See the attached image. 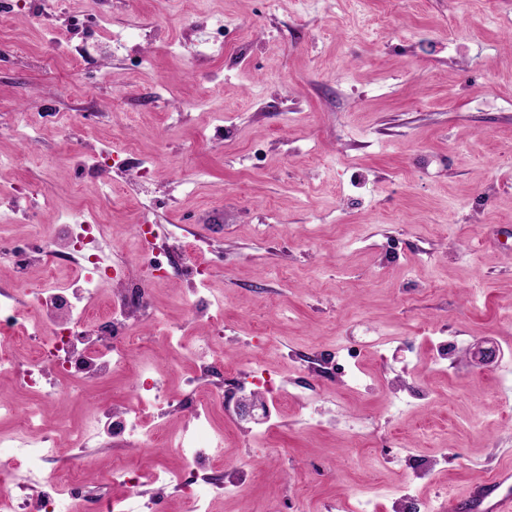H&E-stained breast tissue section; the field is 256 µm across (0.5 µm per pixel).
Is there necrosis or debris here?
<instances>
[{
    "label": "necrosis or debris",
    "mask_w": 512,
    "mask_h": 512,
    "mask_svg": "<svg viewBox=\"0 0 512 512\" xmlns=\"http://www.w3.org/2000/svg\"><path fill=\"white\" fill-rule=\"evenodd\" d=\"M135 233L140 250L133 262L118 267L99 246L102 228L97 224L70 225L66 252L50 250L32 239L0 237V253L12 262L16 290L27 298L23 309L11 297L0 298V376L10 377L19 389L39 395L42 404L48 405L68 395L73 384L99 382L129 370L136 375L135 389L125 402L99 405L87 416L81 432L64 444L54 435L38 434L39 411L20 410L0 397V418L19 416L25 423L24 434L0 438V447L22 460L28 472L43 476L42 481L26 485L18 482L10 468L1 466L0 506H6L7 512H71L73 502L86 497L83 475L93 471L96 463L84 450L97 438L145 450L159 441L173 448L180 461L178 469L156 468L153 481L175 485L185 497L186 512H209V501L222 489L221 483L207 477L208 471L223 464L224 435L212 426L220 402L204 375L186 379L188 397L181 400L167 393L152 360L133 356L143 343L136 324L154 313L149 285L164 276L167 266L158 225H137ZM38 256L47 265L78 266L81 275L75 287L49 288L30 282L26 270ZM105 279L121 282L122 287L100 317L95 303ZM25 312L33 316L27 335H12V321ZM101 319L108 325L104 334L97 327ZM187 401L194 405L193 423L180 434L169 436L161 425L144 428V406L162 404L174 412ZM62 457L69 458V465L52 468V461ZM99 479L104 492L95 501V512H133L128 496L116 495L115 490L140 482L139 473L116 461Z\"/></svg>",
    "instance_id": "obj_1"
}]
</instances>
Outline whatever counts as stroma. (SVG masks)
Instances as JSON below:
<instances>
[{
  "instance_id": "35a3bbf8",
  "label": "stroma",
  "mask_w": 512,
  "mask_h": 512,
  "mask_svg": "<svg viewBox=\"0 0 512 512\" xmlns=\"http://www.w3.org/2000/svg\"><path fill=\"white\" fill-rule=\"evenodd\" d=\"M0 30V237L66 248L105 227L132 258L141 223L199 244L206 283L153 286V339L184 325L197 357L154 346L163 386L207 364L266 369L273 428L218 411L214 512H369L462 496L512 463V0H7ZM224 31V44L212 37ZM112 149L100 173L91 155ZM205 285L224 331L184 304ZM451 341L435 360V342ZM362 351L352 375L338 364ZM131 373L47 409L79 428ZM176 469L168 449L97 463Z\"/></svg>"
}]
</instances>
